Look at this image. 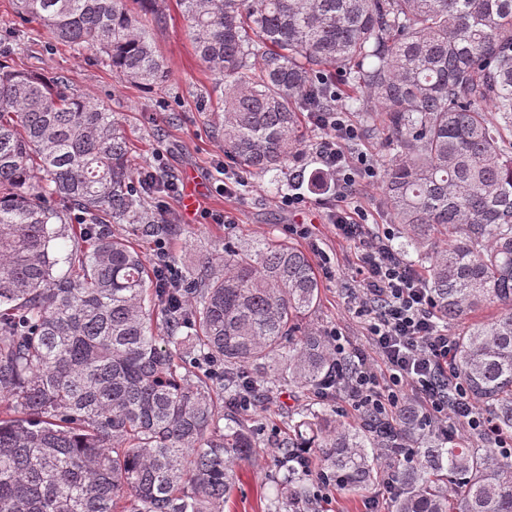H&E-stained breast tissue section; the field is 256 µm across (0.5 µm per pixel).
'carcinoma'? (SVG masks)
Here are the masks:
<instances>
[{"mask_svg":"<svg viewBox=\"0 0 512 512\" xmlns=\"http://www.w3.org/2000/svg\"><path fill=\"white\" fill-rule=\"evenodd\" d=\"M129 0H17L76 54L154 87L168 77ZM225 85L224 156L265 175L298 157L301 114L351 102L382 132L381 203L428 264L443 319L500 309L456 337L457 371L494 434L456 438L407 405L337 425L306 409L275 437L292 505L316 448L341 490L391 485L389 512H512V0H177ZM104 105L64 75L0 63V512H224L281 383L316 392L336 363L303 326L320 302L308 254L224 241L157 279L112 225L172 235L148 207ZM73 238L71 249L60 240Z\"/></svg>","mask_w":512,"mask_h":512,"instance_id":"obj_1","label":"carcinoma"}]
</instances>
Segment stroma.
I'll return each mask as SVG.
<instances>
[{
    "label": "stroma",
    "mask_w": 512,
    "mask_h": 512,
    "mask_svg": "<svg viewBox=\"0 0 512 512\" xmlns=\"http://www.w3.org/2000/svg\"><path fill=\"white\" fill-rule=\"evenodd\" d=\"M163 8L167 22L152 28L151 33L169 78L155 87L142 88L121 80L93 56L71 52L35 22L28 24L24 39L9 41L17 21L12 0H0V39L9 42L0 62L17 69L65 74L79 92L116 114L137 167L159 165L177 179L179 191L161 193L151 201L152 206L162 207L175 218L176 233L168 239V250L176 267L197 262L202 251L223 250L228 238L288 241L310 256L321 283V301L310 323L323 331L339 327L350 343H363V325L347 300L354 250L325 222L323 202L328 192L300 184L297 191L306 197L307 204L299 210L290 209L283 205V194L276 189L280 179L276 172L242 176L234 195L219 191L224 181V150L214 125L222 111L224 87L196 56L177 0H165ZM191 183L204 189L194 213L187 212L184 204L185 190ZM216 214L227 216V223H214ZM298 224L307 227V234L295 232ZM306 404L328 410L339 423L354 416L343 397L326 402L312 394L302 395L292 384H282L266 410L251 415L261 428L262 441L251 459L239 464L241 481L224 512H265L269 501L276 498V480L282 471L270 438ZM380 493L376 486L359 494L326 487L319 491V510L368 512L372 499Z\"/></svg>",
    "instance_id": "35a3bbf8"
}]
</instances>
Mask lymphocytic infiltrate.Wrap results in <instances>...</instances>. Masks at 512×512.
<instances>
[{
    "instance_id": "f902f5d3",
    "label": "lymphocytic infiltrate",
    "mask_w": 512,
    "mask_h": 512,
    "mask_svg": "<svg viewBox=\"0 0 512 512\" xmlns=\"http://www.w3.org/2000/svg\"><path fill=\"white\" fill-rule=\"evenodd\" d=\"M317 153L333 177L326 220L350 242L356 257L351 304L366 318V336L383 368L355 351L357 369L345 390L353 409L395 416L406 395L416 396L431 420H453L467 432H485L488 420L453 367L455 340L441 327L423 273L394 248L391 228L369 223L361 209H348L356 189L376 175L371 155L352 150L359 133L340 107L319 113Z\"/></svg>"
}]
</instances>
